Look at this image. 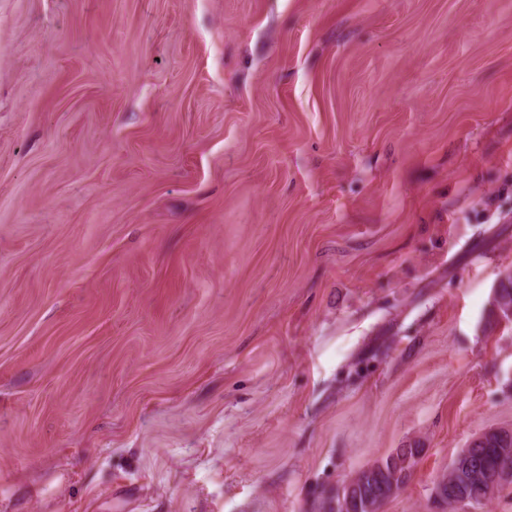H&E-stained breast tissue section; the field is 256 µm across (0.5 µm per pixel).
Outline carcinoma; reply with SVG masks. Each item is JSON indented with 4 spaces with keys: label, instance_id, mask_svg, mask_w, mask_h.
<instances>
[{
    "label": "carcinoma",
    "instance_id": "cac0c4a2",
    "mask_svg": "<svg viewBox=\"0 0 512 512\" xmlns=\"http://www.w3.org/2000/svg\"><path fill=\"white\" fill-rule=\"evenodd\" d=\"M467 452L471 463L447 475L448 509L457 504L482 506L512 480L503 482L497 475L512 472V429H490L474 439ZM418 448H398L395 453L366 468L357 471L349 482L357 485L352 494L329 496L321 504L323 512H382L384 505L410 481L417 458Z\"/></svg>",
    "mask_w": 512,
    "mask_h": 512
}]
</instances>
